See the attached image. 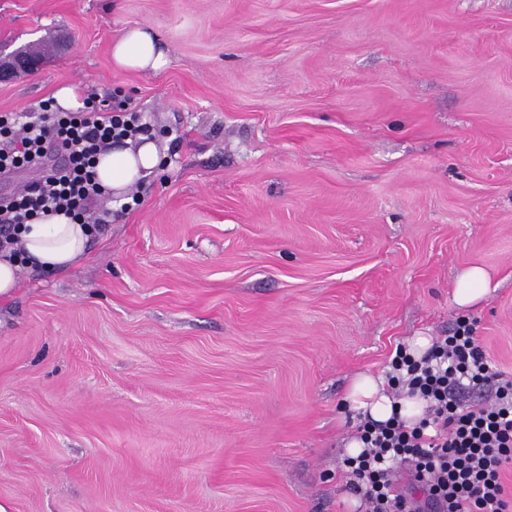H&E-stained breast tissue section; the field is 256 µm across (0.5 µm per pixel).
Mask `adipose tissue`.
Listing matches in <instances>:
<instances>
[{
    "instance_id": "ef3b65f1",
    "label": "adipose tissue",
    "mask_w": 512,
    "mask_h": 512,
    "mask_svg": "<svg viewBox=\"0 0 512 512\" xmlns=\"http://www.w3.org/2000/svg\"><path fill=\"white\" fill-rule=\"evenodd\" d=\"M111 63L124 72H156L168 64V56L157 36L145 26L130 27L112 42ZM161 154L154 140L141 136L125 140L101 154L96 171L103 186L115 195L126 191L156 169ZM91 231L70 216L50 213L27 226L19 237L18 249L31 263L49 269L67 270L83 258ZM491 281L488 272L473 265L455 277L452 299L457 307L467 308L488 297ZM345 401L354 415L384 423L400 416L406 425L419 421L426 403L419 397H395L388 379L372 373H361L351 381Z\"/></svg>"
}]
</instances>
